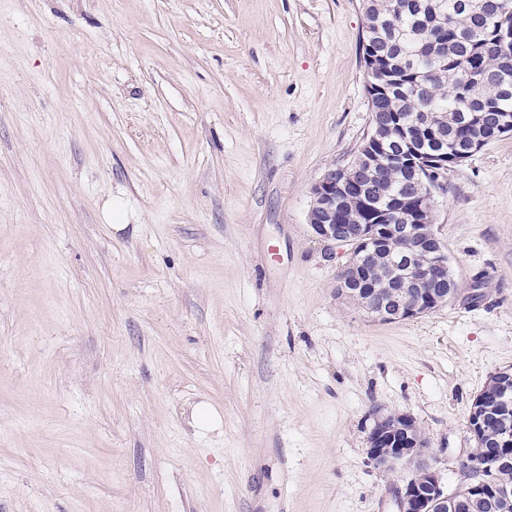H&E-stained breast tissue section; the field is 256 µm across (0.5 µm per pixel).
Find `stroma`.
Instances as JSON below:
<instances>
[{
	"label": "stroma",
	"mask_w": 512,
	"mask_h": 512,
	"mask_svg": "<svg viewBox=\"0 0 512 512\" xmlns=\"http://www.w3.org/2000/svg\"><path fill=\"white\" fill-rule=\"evenodd\" d=\"M359 0H0V512H397L512 367V135L449 168L458 292L372 320L307 214L372 127ZM206 405L217 419L199 428ZM367 453L378 467L412 469L413 477L401 490L398 499V512H512V496L502 486L491 489L490 483L481 475L490 472L492 464L483 457L477 448H467L462 467L470 475H478L472 481L470 498L480 501L494 496L495 506L490 500L473 505L466 492V484L448 494L442 483L439 470L431 463L435 456L430 441L417 427L415 421L402 413L378 410L374 413L373 425L367 436Z\"/></svg>",
	"instance_id": "stroma-1"
}]
</instances>
